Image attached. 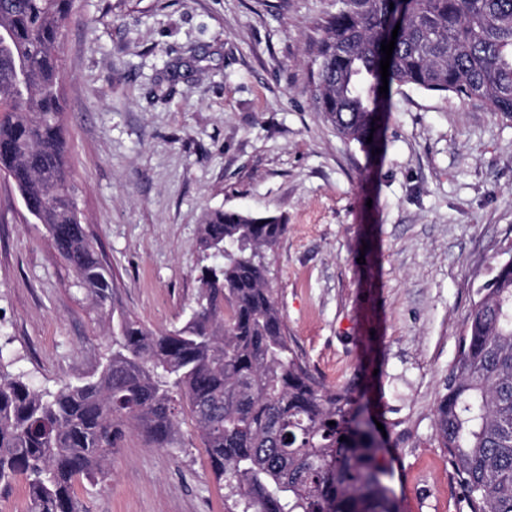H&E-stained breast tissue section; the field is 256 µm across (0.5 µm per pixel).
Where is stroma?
<instances>
[{
	"label": "stroma",
	"mask_w": 512,
	"mask_h": 512,
	"mask_svg": "<svg viewBox=\"0 0 512 512\" xmlns=\"http://www.w3.org/2000/svg\"><path fill=\"white\" fill-rule=\"evenodd\" d=\"M336 0H74L60 46L67 163L83 222L148 327L186 318L204 212L284 216L266 255L292 346L381 423L400 512H464L434 410L464 322L512 259V121L405 86L378 153L311 99ZM0 176V343L56 387L89 379L105 323ZM86 512H224L191 423L129 436Z\"/></svg>",
	"instance_id": "1"
}]
</instances>
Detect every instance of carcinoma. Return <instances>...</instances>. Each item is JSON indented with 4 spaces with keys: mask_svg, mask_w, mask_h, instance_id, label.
<instances>
[{
    "mask_svg": "<svg viewBox=\"0 0 512 512\" xmlns=\"http://www.w3.org/2000/svg\"><path fill=\"white\" fill-rule=\"evenodd\" d=\"M71 15L72 0H0V172L111 340L96 374L54 388L0 347V491L21 476L24 512H81L76 484H99L129 434L169 448L188 419L227 512H399L350 394L315 377L286 334L265 264L283 217L204 214L205 265L182 324L155 331L115 304L65 161L59 49ZM397 23L384 96L381 43ZM322 28L312 98L362 147L379 141L403 86L476 100L512 121V0H336ZM435 427L467 512H512V274L474 302Z\"/></svg>",
    "mask_w": 512,
    "mask_h": 512,
    "instance_id": "cac0c4a2",
    "label": "carcinoma"
}]
</instances>
